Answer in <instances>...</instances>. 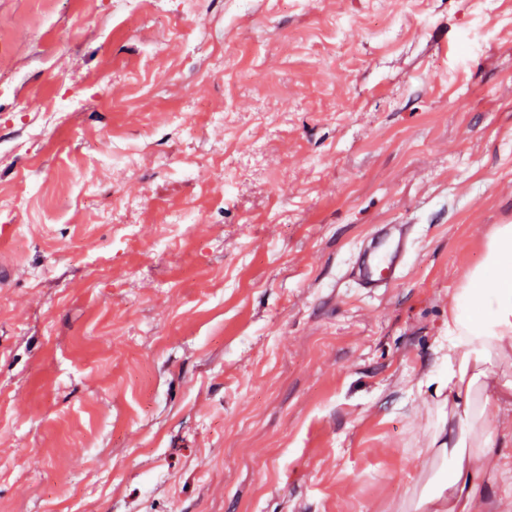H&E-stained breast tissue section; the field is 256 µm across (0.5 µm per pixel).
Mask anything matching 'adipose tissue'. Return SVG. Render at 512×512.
Segmentation results:
<instances>
[{
	"label": "adipose tissue",
	"instance_id": "obj_1",
	"mask_svg": "<svg viewBox=\"0 0 512 512\" xmlns=\"http://www.w3.org/2000/svg\"><path fill=\"white\" fill-rule=\"evenodd\" d=\"M512 343V225H500L492 236L483 263L473 269L448 311V419L458 433L439 450L450 462L445 490L434 512H472L478 487V463L497 439L512 430L487 425L490 410L512 381L500 382L498 392L487 389V378L501 363V351Z\"/></svg>",
	"mask_w": 512,
	"mask_h": 512
}]
</instances>
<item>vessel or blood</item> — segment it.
Segmentation results:
<instances>
[{"label":"vessel or blood","instance_id":"1","mask_svg":"<svg viewBox=\"0 0 512 512\" xmlns=\"http://www.w3.org/2000/svg\"><path fill=\"white\" fill-rule=\"evenodd\" d=\"M411 251V225H376L370 241L362 243L353 254L352 282L367 294L379 293L407 271Z\"/></svg>","mask_w":512,"mask_h":512}]
</instances>
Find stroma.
Listing matches in <instances>:
<instances>
[{"mask_svg": "<svg viewBox=\"0 0 512 512\" xmlns=\"http://www.w3.org/2000/svg\"><path fill=\"white\" fill-rule=\"evenodd\" d=\"M0 86V512L440 490L448 310L512 224V0H0ZM375 224L415 240L369 296ZM476 481L512 512V445ZM412 251L410 224H377L372 238L354 252L351 280L367 294L389 288L407 271Z\"/></svg>", "mask_w": 512, "mask_h": 512, "instance_id": "35a3bbf8", "label": "stroma"}]
</instances>
